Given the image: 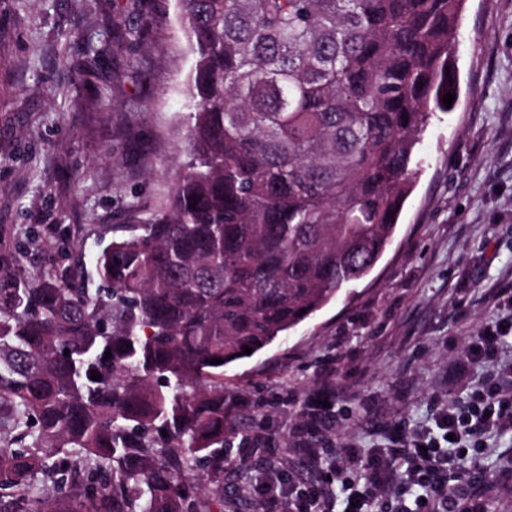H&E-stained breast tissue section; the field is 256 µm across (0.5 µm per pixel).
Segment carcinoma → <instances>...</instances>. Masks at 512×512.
<instances>
[{"label":"carcinoma","mask_w":512,"mask_h":512,"mask_svg":"<svg viewBox=\"0 0 512 512\" xmlns=\"http://www.w3.org/2000/svg\"><path fill=\"white\" fill-rule=\"evenodd\" d=\"M463 2L180 0L190 159L165 204L115 228L93 293L0 263V512H224V368L390 245Z\"/></svg>","instance_id":"carcinoma-1"}]
</instances>
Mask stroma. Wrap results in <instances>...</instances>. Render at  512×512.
<instances>
[{
    "mask_svg": "<svg viewBox=\"0 0 512 512\" xmlns=\"http://www.w3.org/2000/svg\"><path fill=\"white\" fill-rule=\"evenodd\" d=\"M156 26L113 47V30L143 13ZM459 98L434 113L415 147L419 174L391 244L364 280L314 317L224 372L228 450L251 480L304 486L318 469L334 512L342 480L367 481L366 459L393 427L434 432L441 408L464 406L512 362L464 352L512 318V0H465L454 48ZM194 65L178 0H0V252L19 272L82 266L116 224L158 210L188 156L186 87ZM330 395L331 408L307 414ZM359 457L332 467L342 448ZM478 479L488 512H512V430L483 435L454 489Z\"/></svg>",
    "mask_w": 512,
    "mask_h": 512,
    "instance_id": "obj_1",
    "label": "stroma"
}]
</instances>
